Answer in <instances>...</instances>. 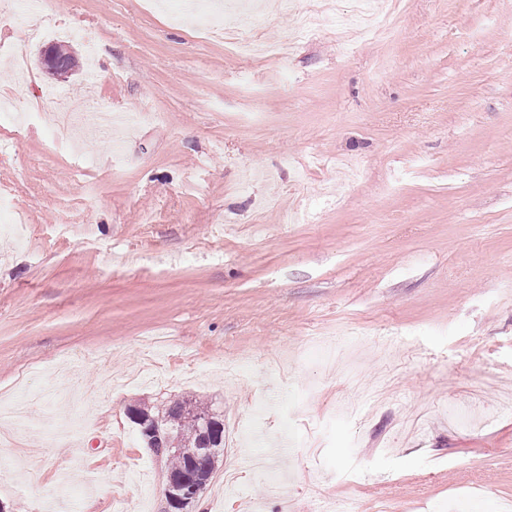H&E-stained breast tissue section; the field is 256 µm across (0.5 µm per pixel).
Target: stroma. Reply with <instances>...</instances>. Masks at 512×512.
<instances>
[{"mask_svg": "<svg viewBox=\"0 0 512 512\" xmlns=\"http://www.w3.org/2000/svg\"><path fill=\"white\" fill-rule=\"evenodd\" d=\"M298 2L319 32L285 61L168 0L0 21V60L31 43L0 72L30 116L20 137L0 123V199L25 228L0 226V408L31 398L12 429L41 472L0 477L5 512H164L170 462L128 409L187 395L224 413L189 512L512 500V0H391V32L349 50ZM242 13L259 40L296 27L268 0ZM54 42L77 60L62 81L40 61ZM86 110L148 118L119 155L100 131L52 139L51 115ZM339 342L361 388L322 368Z\"/></svg>", "mask_w": 512, "mask_h": 512, "instance_id": "stroma-1", "label": "stroma"}]
</instances>
